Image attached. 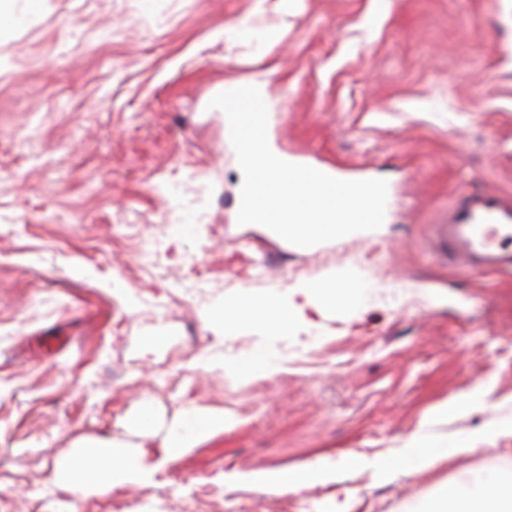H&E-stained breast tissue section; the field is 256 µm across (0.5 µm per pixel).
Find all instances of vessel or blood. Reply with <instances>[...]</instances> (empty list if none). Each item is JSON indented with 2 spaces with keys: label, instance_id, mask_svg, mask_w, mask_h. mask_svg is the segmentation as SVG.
I'll return each mask as SVG.
<instances>
[{
  "label": "vessel or blood",
  "instance_id": "b4317fda",
  "mask_svg": "<svg viewBox=\"0 0 512 512\" xmlns=\"http://www.w3.org/2000/svg\"><path fill=\"white\" fill-rule=\"evenodd\" d=\"M434 244L452 265L476 272H512V197L461 194L434 228Z\"/></svg>",
  "mask_w": 512,
  "mask_h": 512
}]
</instances>
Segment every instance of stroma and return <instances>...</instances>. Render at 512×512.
Segmentation results:
<instances>
[{
    "mask_svg": "<svg viewBox=\"0 0 512 512\" xmlns=\"http://www.w3.org/2000/svg\"><path fill=\"white\" fill-rule=\"evenodd\" d=\"M0 25V512H407L512 463V274L430 248L468 190L512 194V0H10ZM254 36L230 41L225 26ZM265 89L272 149L383 178L381 228L310 248L237 222L243 181L209 101ZM332 272L370 295L347 331L221 337L227 297ZM266 348L268 378L234 369ZM478 410L426 422L438 402ZM149 407L155 422L133 417ZM224 431L160 464L190 409ZM479 433L433 468L379 474L418 428ZM143 452L150 482L73 497L75 442ZM329 456L270 493L251 474Z\"/></svg>",
    "mask_w": 512,
    "mask_h": 512,
    "instance_id": "stroma-1",
    "label": "stroma"
}]
</instances>
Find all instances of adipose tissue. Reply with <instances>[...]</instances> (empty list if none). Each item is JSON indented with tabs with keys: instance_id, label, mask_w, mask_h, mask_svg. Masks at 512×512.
Segmentation results:
<instances>
[{
	"instance_id": "obj_1",
	"label": "adipose tissue",
	"mask_w": 512,
	"mask_h": 512,
	"mask_svg": "<svg viewBox=\"0 0 512 512\" xmlns=\"http://www.w3.org/2000/svg\"><path fill=\"white\" fill-rule=\"evenodd\" d=\"M367 289L350 277L320 276L296 282L283 291L255 293L241 291L224 301L218 316L209 317L208 327H222L225 333L258 330L268 336H295L307 332L312 314L339 308L355 311L365 301ZM224 417L217 413L192 411L163 445V461L173 462L184 451L196 447L223 431ZM474 436L464 435L453 445L430 440L425 431L407 439L402 454L378 462L380 473L397 469L429 468L447 459L449 451L473 448ZM332 472L328 460L319 459L305 469L273 470L259 473L255 481L262 488L293 491L306 480L323 479ZM152 475L141 454L101 442H82L56 463L51 481L59 491L74 495L105 493L127 483H143ZM416 512H512V466L485 468L460 478L454 486L427 501Z\"/></svg>"
}]
</instances>
